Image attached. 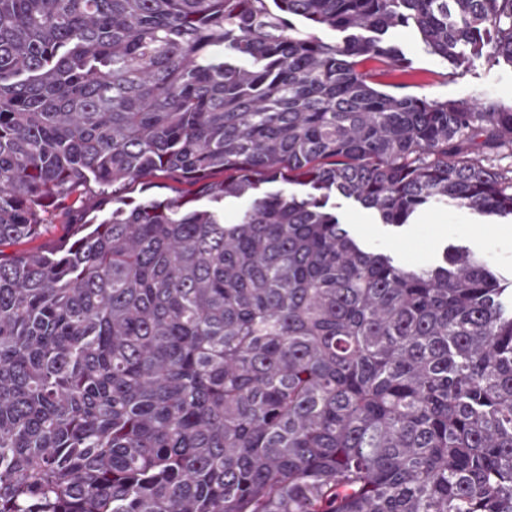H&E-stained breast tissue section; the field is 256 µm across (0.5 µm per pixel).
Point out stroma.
<instances>
[{"label":"stroma","instance_id":"stroma-1","mask_svg":"<svg viewBox=\"0 0 512 512\" xmlns=\"http://www.w3.org/2000/svg\"><path fill=\"white\" fill-rule=\"evenodd\" d=\"M394 41L406 64L387 71L381 81L387 89L423 94L439 100L477 96L512 103V65L483 55L470 56L464 67L429 54L412 26L397 28ZM336 213L365 248L390 254L410 268L436 264L448 244L463 245L483 257L497 274L512 282V222L479 224L467 208L438 204L422 211L410 224L395 228L382 224L378 215L354 200L336 197Z\"/></svg>","mask_w":512,"mask_h":512}]
</instances>
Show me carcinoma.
<instances>
[{
    "label": "carcinoma",
    "instance_id": "obj_1",
    "mask_svg": "<svg viewBox=\"0 0 512 512\" xmlns=\"http://www.w3.org/2000/svg\"><path fill=\"white\" fill-rule=\"evenodd\" d=\"M409 25L512 64V0H0V247L107 213L0 250V512H512V284L330 203L512 219V105L362 69ZM93 204L94 202L91 199H87L85 202L80 204V206L79 204H76L75 207L79 206L78 209L71 211L70 214L66 216L67 218H60L54 221L55 224H48L46 227V232L42 236L37 237L33 240L24 241L21 243L7 246L4 248V252L11 253L20 250L44 248L45 245H47L51 241L57 240L58 238L65 234L66 229L69 227V225L64 224L65 221H77L78 218H80L84 212H87L93 208Z\"/></svg>",
    "mask_w": 512,
    "mask_h": 512
}]
</instances>
